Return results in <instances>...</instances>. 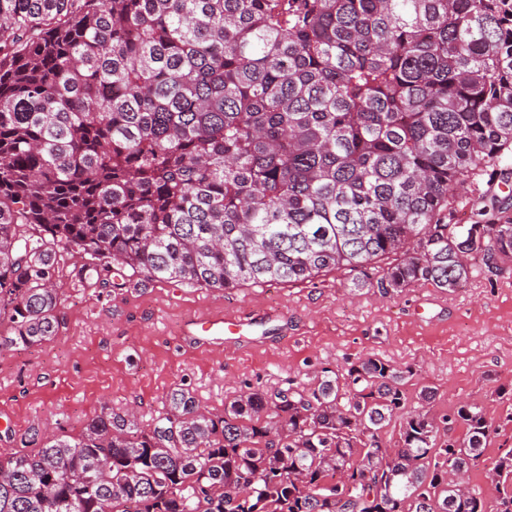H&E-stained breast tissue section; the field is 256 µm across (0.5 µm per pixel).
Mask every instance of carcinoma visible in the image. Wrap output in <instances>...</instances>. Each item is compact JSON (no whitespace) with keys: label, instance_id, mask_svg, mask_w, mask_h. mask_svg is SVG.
<instances>
[{"label":"carcinoma","instance_id":"1","mask_svg":"<svg viewBox=\"0 0 512 512\" xmlns=\"http://www.w3.org/2000/svg\"><path fill=\"white\" fill-rule=\"evenodd\" d=\"M511 161L512 0H0V348L58 336L68 254L81 283L375 264L386 293L454 291L474 254L512 263L511 203L455 220ZM407 374L360 358L221 415L175 387L145 426L104 407L0 453V512H512V449L491 506L448 479L482 462L483 408L409 411Z\"/></svg>","mask_w":512,"mask_h":512}]
</instances>
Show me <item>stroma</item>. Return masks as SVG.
<instances>
[{
    "mask_svg": "<svg viewBox=\"0 0 512 512\" xmlns=\"http://www.w3.org/2000/svg\"><path fill=\"white\" fill-rule=\"evenodd\" d=\"M507 196L512 173L488 170L463 190L458 219L469 222L472 208ZM354 279L331 271L310 283L224 290L141 276L119 288L112 272L86 286L70 282L57 337L0 351V452L41 447L47 433H79L105 405L137 408L150 421L180 385L220 414L247 389L307 385L371 355L414 369L410 408L439 417L463 403L483 407L495 431L467 482L492 500L488 469L512 448V264L452 292L414 285L385 295ZM217 313L243 318L241 333L199 335L196 320ZM425 385L436 391L426 404Z\"/></svg>",
    "mask_w": 512,
    "mask_h": 512,
    "instance_id": "1",
    "label": "stroma"
}]
</instances>
